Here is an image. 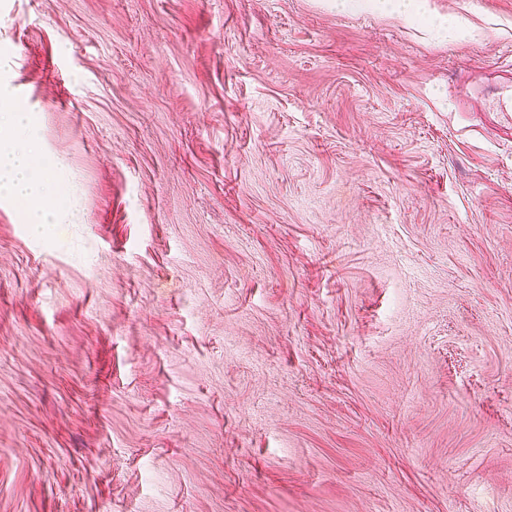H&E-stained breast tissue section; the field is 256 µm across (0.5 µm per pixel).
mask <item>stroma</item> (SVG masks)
I'll return each mask as SVG.
<instances>
[{"mask_svg": "<svg viewBox=\"0 0 512 512\" xmlns=\"http://www.w3.org/2000/svg\"><path fill=\"white\" fill-rule=\"evenodd\" d=\"M401 2L0 0V512H512V0ZM0 112V129L5 125L13 131L7 141L0 138V199L16 203L32 232L47 236L50 224H64L67 217L59 205L54 209L44 205L55 193L54 175L62 168V159L42 151L32 113L2 81Z\"/></svg>", "mask_w": 512, "mask_h": 512, "instance_id": "35a3bbf8", "label": "stroma"}]
</instances>
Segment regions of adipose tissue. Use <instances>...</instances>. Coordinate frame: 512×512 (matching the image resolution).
Here are the masks:
<instances>
[{"instance_id":"adipose-tissue-1","label":"adipose tissue","mask_w":512,"mask_h":512,"mask_svg":"<svg viewBox=\"0 0 512 512\" xmlns=\"http://www.w3.org/2000/svg\"><path fill=\"white\" fill-rule=\"evenodd\" d=\"M13 131L0 140V199L16 203L33 233L48 235L51 225L62 224V208L46 207L55 193V173L62 168L59 157L44 153L36 134L33 115L15 98L9 85L0 82V126Z\"/></svg>"}]
</instances>
